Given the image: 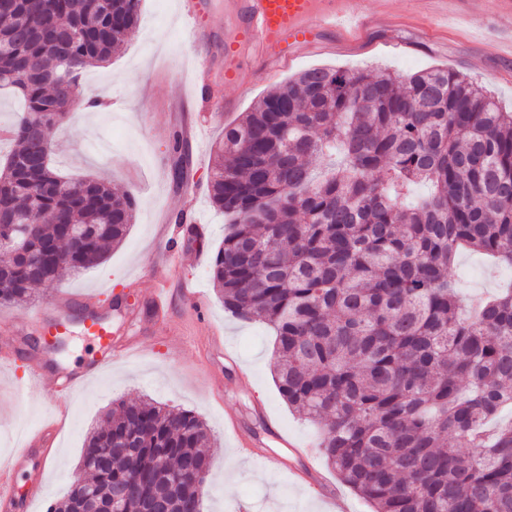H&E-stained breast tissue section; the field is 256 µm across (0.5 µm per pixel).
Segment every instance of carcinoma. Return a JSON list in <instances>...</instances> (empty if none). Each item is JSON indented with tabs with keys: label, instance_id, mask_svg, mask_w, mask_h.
I'll use <instances>...</instances> for the list:
<instances>
[{
	"label": "carcinoma",
	"instance_id": "obj_1",
	"mask_svg": "<svg viewBox=\"0 0 512 512\" xmlns=\"http://www.w3.org/2000/svg\"><path fill=\"white\" fill-rule=\"evenodd\" d=\"M139 4L20 0L0 14V90L24 103L0 159V305L126 237L134 196L59 175L49 153L34 175L22 159L34 124L72 112L61 56L74 78L108 62ZM23 19L38 35L16 42ZM208 197L228 217L211 267L224 310L273 330L280 395L319 426L339 479L372 512H512V421L498 420L512 408V289L462 318L451 274L461 250L512 267V112L446 68H308L224 127ZM15 214L37 268L9 248ZM132 431L134 447L96 454ZM210 440L191 410L120 401L79 467L104 495L132 488L127 512L157 499L190 512ZM162 460L180 483L158 475Z\"/></svg>",
	"mask_w": 512,
	"mask_h": 512
}]
</instances>
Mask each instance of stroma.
Returning a JSON list of instances; mask_svg holds the SVG:
<instances>
[{"mask_svg":"<svg viewBox=\"0 0 512 512\" xmlns=\"http://www.w3.org/2000/svg\"><path fill=\"white\" fill-rule=\"evenodd\" d=\"M393 24L371 30L367 48L354 53L318 50L292 61L274 80L258 83L240 95V112H247L265 94L299 72L317 66L367 69L382 65L406 74L428 68H448L471 76L492 91L504 111H512V64L480 55L475 35L496 37L512 31V17L486 13V0H472L466 21H449L432 40L417 41L410 0H390ZM202 47L193 41L179 0H141L139 24L110 62L89 68L81 79L84 94L103 95L97 112H79L63 119L54 133L53 164L71 178H95L115 192L139 202L125 240L112 248L105 262L66 277L55 295L90 297V306H75L69 315L63 352L32 350L26 337L39 336L43 325L28 321L22 306H7L0 316L14 333L0 335V345L15 346L20 359L13 368L0 367V463L20 445L17 426L34 430L52 419L48 397L56 386L47 378L45 397L18 391L28 359L40 356L57 370H69L92 357L95 344L83 323L87 309L101 310V298L114 292L132 303L133 312L113 311L111 323L119 337L140 346L136 354L113 359L71 402L68 419L58 432L55 464L45 472V489L37 505L48 508L66 494L78 470L85 440L113 403L150 400L195 412L210 427L213 438L211 474L203 496V512H237L246 502L252 512H332L333 505L310 495L292 473L304 469L291 442L316 445L317 426L296 414L281 398L275 381L273 338L267 328L226 314L210 277V266L224 240L225 218L206 195L195 208L201 223L210 225L204 239L188 241L172 284L189 280L202 289L210 321L196 323L181 316L177 333L164 337L149 314L150 284L139 279L141 261L158 246L157 229L164 214L184 205V188L172 178L175 163L167 145L182 129L174 103L187 96L198 102L200 129L194 149L200 156L196 179L207 184L216 158L223 123L213 121L208 94L193 67ZM458 287L467 296H482L512 281V268L489 271L482 255L465 252L456 259ZM254 441L252 459L235 450V433Z\"/></svg>","mask_w":512,"mask_h":512,"instance_id":"obj_1","label":"stroma"}]
</instances>
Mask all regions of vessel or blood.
Listing matches in <instances>:
<instances>
[{
    "label": "vessel or blood",
    "instance_id": "vessel-or-blood-1",
    "mask_svg": "<svg viewBox=\"0 0 512 512\" xmlns=\"http://www.w3.org/2000/svg\"><path fill=\"white\" fill-rule=\"evenodd\" d=\"M421 36H431L430 21L448 13L465 15L470 0H410ZM388 0H208V12L224 24V86L245 88L286 68L312 49L322 35L346 48L360 44L367 27L384 21ZM181 252L170 244L152 255L150 297L154 316L168 314L173 298H180L197 320L208 321L209 311L200 294L190 288L170 292V272ZM99 355L81 371L63 373L57 380L67 397L75 394L118 354L134 353L131 345L116 347L111 328L94 317L88 327ZM47 457L38 443L24 444L10 465L0 467V512H29L39 495Z\"/></svg>",
    "mask_w": 512,
    "mask_h": 512
}]
</instances>
